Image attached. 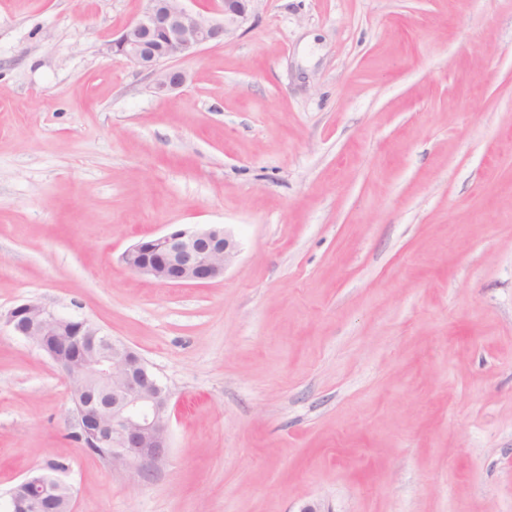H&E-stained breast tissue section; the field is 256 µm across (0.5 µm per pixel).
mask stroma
I'll return each mask as SVG.
<instances>
[{
    "label": "stroma",
    "mask_w": 512,
    "mask_h": 512,
    "mask_svg": "<svg viewBox=\"0 0 512 512\" xmlns=\"http://www.w3.org/2000/svg\"><path fill=\"white\" fill-rule=\"evenodd\" d=\"M148 0H0V312L134 348L172 395L150 476L75 439L0 328V512H512V0H256L160 93L113 55ZM221 224L222 278L122 253ZM9 508L10 512H74L73 490L64 481L31 471L12 489Z\"/></svg>",
    "instance_id": "1"
}]
</instances>
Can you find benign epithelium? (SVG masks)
I'll list each match as a JSON object with an SVG mask.
<instances>
[{"label":"benign epithelium","instance_id":"obj_1","mask_svg":"<svg viewBox=\"0 0 512 512\" xmlns=\"http://www.w3.org/2000/svg\"><path fill=\"white\" fill-rule=\"evenodd\" d=\"M255 0H219L193 11L185 0H149V7L112 41V52L154 77L159 92L178 89L185 73L170 61L222 44L247 20ZM237 245L221 225L178 227L143 238L122 255L133 272L162 284H199L224 276ZM18 336L35 344L70 384L80 439L110 453L114 467L147 474L170 451L171 393L144 358L87 320L25 302L3 316ZM10 512H75L66 482L29 472L10 493Z\"/></svg>","mask_w":512,"mask_h":512}]
</instances>
